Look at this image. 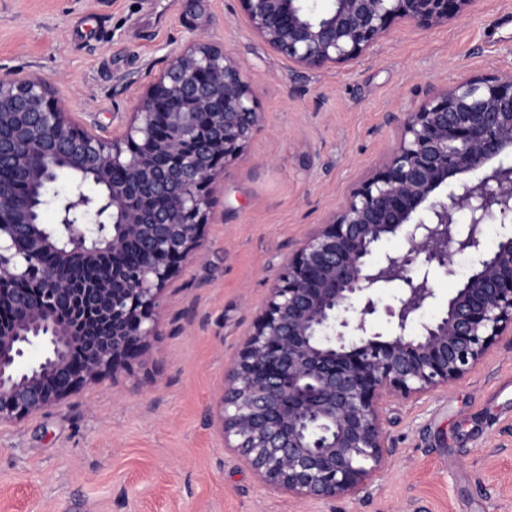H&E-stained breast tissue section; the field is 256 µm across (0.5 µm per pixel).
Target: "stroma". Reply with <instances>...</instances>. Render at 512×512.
Listing matches in <instances>:
<instances>
[{
	"label": "stroma",
	"mask_w": 512,
	"mask_h": 512,
	"mask_svg": "<svg viewBox=\"0 0 512 512\" xmlns=\"http://www.w3.org/2000/svg\"><path fill=\"white\" fill-rule=\"evenodd\" d=\"M512 0L444 27L396 25L356 60L309 70L250 29L238 0H0V75L53 80L103 136L205 36L258 90L261 127L223 166L200 256L183 261L142 361L69 404L0 424V512H512V350L415 400H391L392 454L358 497L299 502L225 448L211 415L274 274L394 145L429 88L512 67ZM475 259L432 273L439 316Z\"/></svg>",
	"instance_id": "stroma-1"
}]
</instances>
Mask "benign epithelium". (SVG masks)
<instances>
[{"label":"benign epithelium","instance_id":"obj_1","mask_svg":"<svg viewBox=\"0 0 512 512\" xmlns=\"http://www.w3.org/2000/svg\"><path fill=\"white\" fill-rule=\"evenodd\" d=\"M306 2L240 0L263 42L320 68L357 59L400 22L446 25L474 0H332L325 13ZM260 124L247 74L204 38L172 57L112 138L64 111L49 79L0 76V424L59 407L146 353L162 293L200 246L216 170ZM511 156L512 68L433 88L404 113L381 166L288 257L215 409L225 447L260 481L300 501L358 495L391 455L389 400L446 388L499 345L512 350V228L483 248L484 224L512 225ZM62 172L75 191L60 222L43 224L44 191ZM87 182L102 192L86 195ZM390 237L403 250L374 259ZM462 254L472 274L421 319L430 273ZM109 256L108 274L85 277ZM392 285L395 302L379 306ZM33 345L42 353L29 361Z\"/></svg>","mask_w":512,"mask_h":512}]
</instances>
